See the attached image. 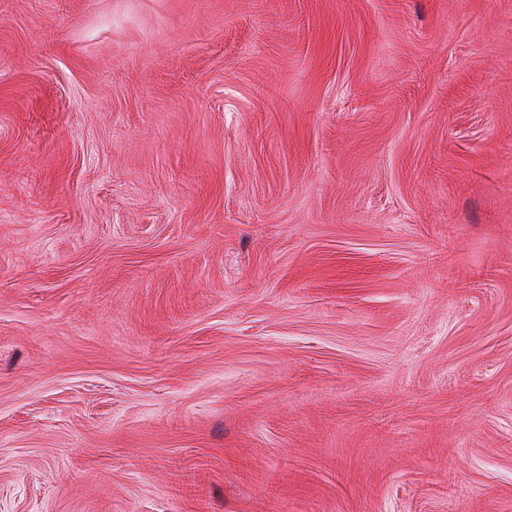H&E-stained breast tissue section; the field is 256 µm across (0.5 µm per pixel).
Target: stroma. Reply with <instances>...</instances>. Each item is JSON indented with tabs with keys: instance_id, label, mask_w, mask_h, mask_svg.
Returning <instances> with one entry per match:
<instances>
[{
	"instance_id": "stroma-1",
	"label": "stroma",
	"mask_w": 512,
	"mask_h": 512,
	"mask_svg": "<svg viewBox=\"0 0 512 512\" xmlns=\"http://www.w3.org/2000/svg\"><path fill=\"white\" fill-rule=\"evenodd\" d=\"M0 512H512V0H0Z\"/></svg>"
}]
</instances>
